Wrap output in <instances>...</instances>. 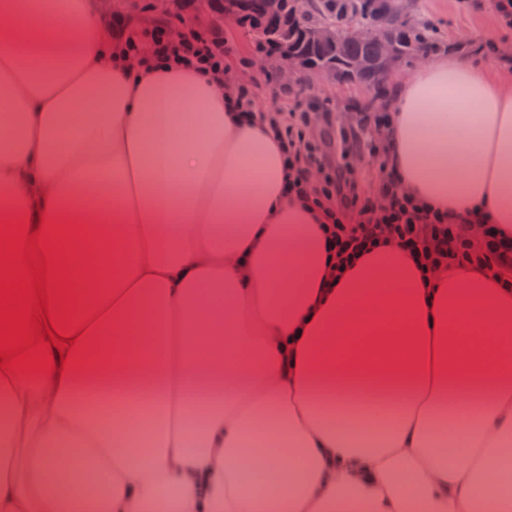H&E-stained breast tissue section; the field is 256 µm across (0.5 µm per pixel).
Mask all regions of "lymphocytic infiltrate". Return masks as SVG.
Segmentation results:
<instances>
[{"label": "lymphocytic infiltrate", "instance_id": "f902f5d3", "mask_svg": "<svg viewBox=\"0 0 512 512\" xmlns=\"http://www.w3.org/2000/svg\"><path fill=\"white\" fill-rule=\"evenodd\" d=\"M112 27L130 56L153 64L179 60L214 76L253 66L213 28L176 30L156 21L132 30L120 15ZM272 97L273 108H264L261 84L243 79L230 100L237 112L268 118L288 162L287 195L305 197L324 214L325 247L337 269L385 238L430 269L448 264L490 270L512 266V239L503 238L496 225H483L480 235H473L465 215L442 208L420 210L404 191L401 174L385 151L391 131L388 110L363 112L355 122L340 126L316 94H296L282 84Z\"/></svg>", "mask_w": 512, "mask_h": 512}]
</instances>
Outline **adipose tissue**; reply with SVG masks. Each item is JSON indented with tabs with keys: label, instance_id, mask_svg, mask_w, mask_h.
I'll return each mask as SVG.
<instances>
[{
	"label": "adipose tissue",
	"instance_id": "obj_1",
	"mask_svg": "<svg viewBox=\"0 0 512 512\" xmlns=\"http://www.w3.org/2000/svg\"><path fill=\"white\" fill-rule=\"evenodd\" d=\"M30 3L0 0V223L101 291L67 360L0 368V512H512L501 276L386 240L335 276L223 79L132 63L96 0ZM390 107L405 191L511 238L512 79L448 54Z\"/></svg>",
	"mask_w": 512,
	"mask_h": 512
}]
</instances>
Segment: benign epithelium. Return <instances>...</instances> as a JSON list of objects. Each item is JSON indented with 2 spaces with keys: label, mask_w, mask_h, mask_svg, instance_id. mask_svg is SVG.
<instances>
[{
  "label": "benign epithelium",
  "mask_w": 512,
  "mask_h": 512,
  "mask_svg": "<svg viewBox=\"0 0 512 512\" xmlns=\"http://www.w3.org/2000/svg\"><path fill=\"white\" fill-rule=\"evenodd\" d=\"M311 0H262L264 12L269 16H280L285 13L297 15L303 12ZM241 0H231L224 8L221 19L227 24L239 25L243 20ZM330 8L340 14L353 11L363 16V22H355L346 27V36L353 40L377 37L382 44L380 60L374 61L366 57H358L351 64V72L358 76L363 72L378 70L381 76L388 78L399 67L426 58L419 51L412 56L403 55L394 40L393 29L397 26L409 31L418 29L420 20L414 12V0H332ZM308 39L316 44L336 45V25L323 23L308 32ZM280 62L284 73L294 74L298 71L314 76L319 80L336 81V70L330 65L310 64L295 56L288 47H283Z\"/></svg>",
  "instance_id": "obj_1"
}]
</instances>
